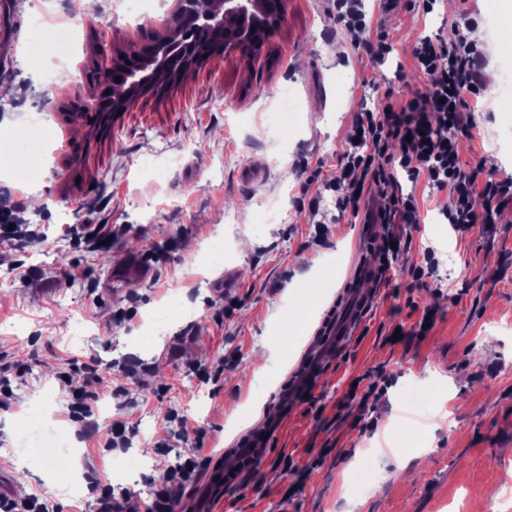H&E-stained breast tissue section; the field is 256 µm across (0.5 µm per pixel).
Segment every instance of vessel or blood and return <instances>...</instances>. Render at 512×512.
Listing matches in <instances>:
<instances>
[{"mask_svg": "<svg viewBox=\"0 0 512 512\" xmlns=\"http://www.w3.org/2000/svg\"><path fill=\"white\" fill-rule=\"evenodd\" d=\"M367 305L362 289L346 285L344 300L335 319L330 321L320 342L310 349L302 365L290 377L281 393L282 401L288 402L303 398L306 393L314 391L323 378V362L329 359L334 348L355 332L359 317ZM229 471L223 465L211 467L205 474L201 487L190 502L192 512H208L207 495L210 488L218 481L227 480Z\"/></svg>", "mask_w": 512, "mask_h": 512, "instance_id": "1", "label": "vessel or blood"}]
</instances>
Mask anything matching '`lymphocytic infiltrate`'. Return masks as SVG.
<instances>
[{
  "mask_svg": "<svg viewBox=\"0 0 512 512\" xmlns=\"http://www.w3.org/2000/svg\"><path fill=\"white\" fill-rule=\"evenodd\" d=\"M335 9L353 46H367L373 61L384 64L393 47L383 39L363 44L367 24L360 0H336ZM481 54L480 46L457 30L418 43L415 64L427 80L426 89L403 101L385 100L381 109L361 114L355 140L344 151L336 174L338 210L359 211L373 195L388 200L378 212L381 223H419L416 198L403 191L397 178L401 171L410 181L423 179L433 188L452 190V224L490 223L512 203V176L481 178L463 159L455 136L463 113L472 111L483 91ZM58 385L71 398L73 420L91 416L100 398L92 377L77 382L62 374Z\"/></svg>",
  "mask_w": 512,
  "mask_h": 512,
  "instance_id": "obj_1",
  "label": "lymphocytic infiltrate"
}]
</instances>
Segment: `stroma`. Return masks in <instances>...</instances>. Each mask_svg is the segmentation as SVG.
<instances>
[{"mask_svg": "<svg viewBox=\"0 0 512 512\" xmlns=\"http://www.w3.org/2000/svg\"><path fill=\"white\" fill-rule=\"evenodd\" d=\"M113 0H0V83L16 95L0 103L26 129L23 177L0 173V357L28 363L15 396L0 403V468L19 489L53 500L59 512H97L84 477L120 484L146 512L155 490L189 501L193 488L168 483L171 466L198 450L213 460L253 435V419L277 425L265 462L210 492V512H512V207L492 224H449L450 189L403 182L421 222L409 231L394 285L369 282L361 325L329 360L312 397L284 411L280 388L321 335L362 261L360 220L339 214L327 189L362 112L383 94L405 99L425 89L413 65L419 40L466 28L483 43L484 86L464 113L465 160L512 174V47L502 45L498 0H472L465 26L448 0L423 13L417 0H363L367 39L394 51L374 65L334 17L332 0H288L279 32L254 57L200 61L179 82L150 88L96 132L74 124L71 104L95 109L89 80L129 43L164 34L173 0H155L150 18L115 15ZM58 16L52 46L36 21ZM70 56L83 77L51 84L53 57ZM113 232L109 264L86 238ZM435 263L424 283L410 271ZM141 261L151 273L115 278ZM39 280L23 283L25 270ZM193 310L160 333L152 319L172 294ZM437 312L426 335L411 330L424 308ZM409 333L391 336L395 324ZM146 365L126 398L110 393L131 360ZM223 361L216 384L189 363ZM111 366L112 373L99 370ZM98 371L94 435L68 418L58 373ZM385 385L366 409L348 403L357 378ZM447 387L446 425L426 427L432 393ZM133 433L111 448L113 421ZM49 426L68 434L75 454L24 460L21 432ZM419 453L406 482L394 457ZM133 473L117 481V461Z\"/></svg>", "mask_w": 512, "mask_h": 512, "instance_id": "35a3bbf8", "label": "stroma"}]
</instances>
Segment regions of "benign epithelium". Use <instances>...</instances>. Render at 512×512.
<instances>
[{
    "mask_svg": "<svg viewBox=\"0 0 512 512\" xmlns=\"http://www.w3.org/2000/svg\"><path fill=\"white\" fill-rule=\"evenodd\" d=\"M285 12L286 0H174V27L150 50L133 42L111 67L98 71L94 80L100 89L96 111L75 107L70 118L106 130L113 115L152 85L156 73L171 71L175 53L185 54L187 63L170 75L172 79L182 78L191 65L201 61L202 51L207 58L232 51L249 56L279 30Z\"/></svg>",
    "mask_w": 512,
    "mask_h": 512,
    "instance_id": "1",
    "label": "benign epithelium"
}]
</instances>
